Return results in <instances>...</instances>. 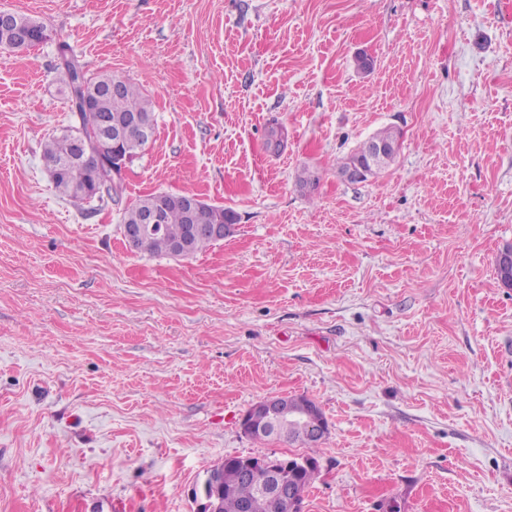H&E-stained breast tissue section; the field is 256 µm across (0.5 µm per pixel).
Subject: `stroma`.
<instances>
[{
    "instance_id": "stroma-1",
    "label": "stroma",
    "mask_w": 512,
    "mask_h": 512,
    "mask_svg": "<svg viewBox=\"0 0 512 512\" xmlns=\"http://www.w3.org/2000/svg\"><path fill=\"white\" fill-rule=\"evenodd\" d=\"M1 10L49 37L0 54V512H196L224 458L307 452L241 428L286 395L328 424L303 512H512V288L494 265L512 242V0ZM63 42L157 118L116 195L81 210L42 161L79 124ZM386 126L393 164L342 178ZM161 192L237 221L188 259L137 252L122 212ZM400 132L393 127H384L378 130L375 134L369 137L367 140L361 142L356 149H354L348 156L343 157L337 164L339 174L346 172L355 162L357 157L366 152L369 146V142L372 140L387 142V143H398Z\"/></svg>"
}]
</instances>
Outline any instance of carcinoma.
<instances>
[{"label": "carcinoma", "mask_w": 512, "mask_h": 512, "mask_svg": "<svg viewBox=\"0 0 512 512\" xmlns=\"http://www.w3.org/2000/svg\"><path fill=\"white\" fill-rule=\"evenodd\" d=\"M16 22L11 28H0V50L21 51L34 46L32 42L17 39L16 30L26 27L31 17L15 14ZM60 58L71 66L58 65L63 74L64 94L70 110L78 117L82 131L88 139L97 132L112 133L115 123L139 115L156 120L152 101L143 90L127 79L101 74L92 77L83 71V66L60 47ZM400 132L392 127H384L369 139L361 142L348 156L337 164L338 172H346L357 157L366 152L372 140L397 143ZM148 138L137 132L125 136L119 144V152L128 159L140 155L148 146ZM42 158L47 171L52 174V182L58 192L73 202H82L104 197H112V179L100 174L101 162L94 150H80L73 133H64L47 139L43 145ZM158 195L151 194L137 200L125 208L122 224L126 226L141 223L144 212L157 204ZM235 221L231 210L222 206L203 204L202 208L190 219L184 204V195L169 194L162 210L160 229L145 234L137 243L135 250L149 255H173L175 242L184 237L189 224H232ZM216 240L200 232L191 242L186 257H192L214 245ZM284 478L299 493H304L313 479L314 471L303 467H281ZM220 498V512H271L268 504L261 499L249 480L236 481L217 490Z\"/></svg>", "instance_id": "obj_1"}]
</instances>
